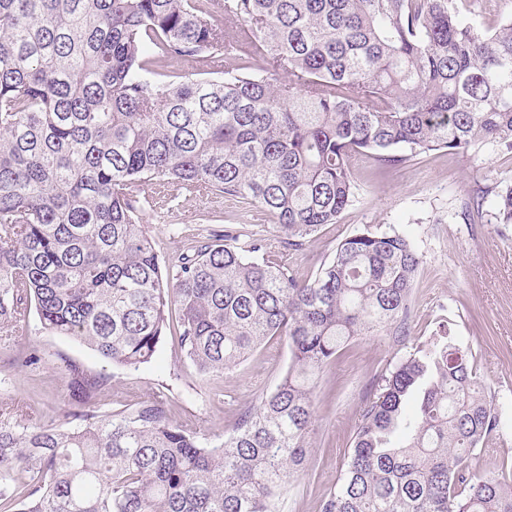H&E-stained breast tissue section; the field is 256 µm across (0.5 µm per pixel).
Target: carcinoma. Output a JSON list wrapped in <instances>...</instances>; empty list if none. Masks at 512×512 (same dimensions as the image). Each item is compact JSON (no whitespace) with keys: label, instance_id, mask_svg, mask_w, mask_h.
<instances>
[{"label":"carcinoma","instance_id":"carcinoma-1","mask_svg":"<svg viewBox=\"0 0 512 512\" xmlns=\"http://www.w3.org/2000/svg\"><path fill=\"white\" fill-rule=\"evenodd\" d=\"M0 0V337L31 311L119 368L178 340L201 380L261 345L290 362L218 445L162 400L108 415L110 376L62 358L69 426L0 419V512H280L307 467L313 380L358 336L408 335L420 266L366 227L300 278L282 261L359 192L356 155L512 154V15L462 28L456 0ZM165 61L191 72L163 73ZM406 149L410 155H402ZM222 193L276 220L278 247L226 230L163 274L141 187ZM512 181L474 189L456 217ZM418 403L407 417L405 404ZM500 414L445 326L381 376L321 512H512V463L476 449Z\"/></svg>","mask_w":512,"mask_h":512}]
</instances>
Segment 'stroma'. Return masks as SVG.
Here are the masks:
<instances>
[{"instance_id":"1","label":"stroma","mask_w":512,"mask_h":512,"mask_svg":"<svg viewBox=\"0 0 512 512\" xmlns=\"http://www.w3.org/2000/svg\"><path fill=\"white\" fill-rule=\"evenodd\" d=\"M352 167L360 187L356 202L289 263L307 277L332 259L343 237L364 227L403 233L421 258L410 332L352 341L316 378L309 464L282 500L281 512H320L322 498L335 487L344 466L373 383L442 324L470 345L489 395L505 413L499 435L479 451L483 464L512 460V226L496 224L487 209L470 224L454 218L475 182L512 179V158L483 149L464 155L441 150L387 169L359 155ZM145 222L169 267L211 231L233 228L243 245L256 235L275 237L277 231L273 217L237 198H198L183 191L146 208ZM21 349L36 352L39 363L16 367L13 360ZM66 357L110 374L109 386L97 399L100 413L156 397L173 422L196 428L214 444L274 388L289 362L286 341L275 339L224 376L203 383L184 363L170 333L151 364L117 368L86 345L45 330L33 314L9 344H0V404L22 411L25 425H66Z\"/></svg>"}]
</instances>
